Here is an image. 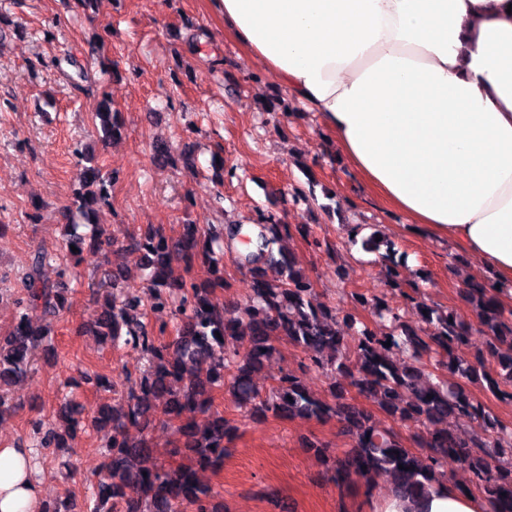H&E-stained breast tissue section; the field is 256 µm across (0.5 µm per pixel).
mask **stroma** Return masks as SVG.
Listing matches in <instances>:
<instances>
[{
	"label": "stroma",
	"mask_w": 512,
	"mask_h": 512,
	"mask_svg": "<svg viewBox=\"0 0 512 512\" xmlns=\"http://www.w3.org/2000/svg\"><path fill=\"white\" fill-rule=\"evenodd\" d=\"M94 33L105 59L78 90L62 60H85ZM279 92L277 81L225 35L209 0H96L89 8L73 0H0V292L20 289L36 249L63 254L62 215L73 200L77 144L93 147L110 179L111 206L100 222L116 241L111 252H84L77 277L69 278L66 306L49 318L50 336L33 354L35 372L11 389L20 408L0 423V443L29 441L33 421L54 425L63 398L81 403L89 418L137 388L149 355L101 342L85 327L101 304L104 272L121 270L128 291L146 295L143 253L127 244L149 226L174 236L184 224H251L262 213L310 225L324 248L297 235L287 245L319 301L349 308L353 291L387 292L374 254L347 243V225L376 224L406 261L405 287H419L428 304L469 315L459 286L481 278V263L460 266V249L392 210L346 168L319 118L297 102L285 112L264 111ZM105 94L122 129L104 143L95 109ZM158 143L175 154L191 148L193 163L155 162ZM312 179L335 191L342 214L327 209L321 195L292 204L294 188ZM277 348L257 378L260 389L273 385L279 371L298 370L315 397L331 399L330 378L305 368L299 348L285 340ZM85 373L108 378L113 392L81 382ZM213 398L238 428L223 470L205 476L224 512H369V495L385 494L384 486L367 488L358 476L338 486L304 446L315 438L332 455L348 448L336 421L255 422L240 414L227 389H215ZM107 442V431L88 426L73 447L48 449L36 468L44 497L90 512Z\"/></svg>",
	"instance_id": "obj_1"
}]
</instances>
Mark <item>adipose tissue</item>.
I'll use <instances>...</instances> for the list:
<instances>
[{
  "mask_svg": "<svg viewBox=\"0 0 512 512\" xmlns=\"http://www.w3.org/2000/svg\"><path fill=\"white\" fill-rule=\"evenodd\" d=\"M398 212L478 259L512 307V0H210ZM29 448L0 447V512H40ZM373 512H483L447 483Z\"/></svg>",
  "mask_w": 512,
  "mask_h": 512,
  "instance_id": "ef3b65f1",
  "label": "adipose tissue"
}]
</instances>
